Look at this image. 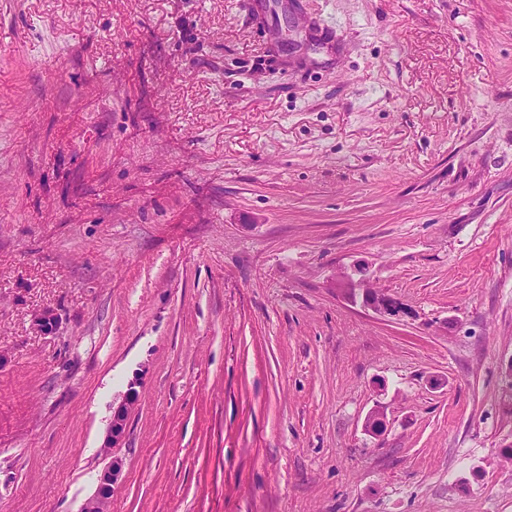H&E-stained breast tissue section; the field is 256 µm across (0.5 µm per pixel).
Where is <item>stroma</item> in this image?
Returning <instances> with one entry per match:
<instances>
[{"label": "stroma", "mask_w": 512, "mask_h": 512, "mask_svg": "<svg viewBox=\"0 0 512 512\" xmlns=\"http://www.w3.org/2000/svg\"><path fill=\"white\" fill-rule=\"evenodd\" d=\"M245 2L0 0V512H512V0ZM357 279L341 272L336 275V284L342 287L347 299L379 317H401L405 314L402 304L384 289L377 288L366 267L359 265L355 269ZM138 400L139 392L132 383L120 400L112 402V418L102 447L108 450L107 454H111L113 448H119ZM122 472V461L112 455V461L101 471L95 492L83 503L80 512H111L112 490Z\"/></svg>", "instance_id": "stroma-1"}]
</instances>
